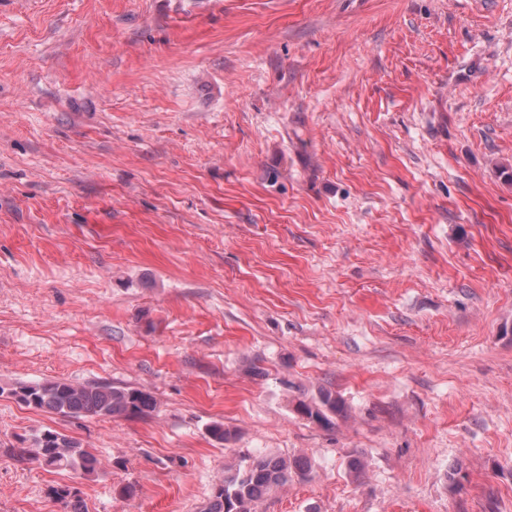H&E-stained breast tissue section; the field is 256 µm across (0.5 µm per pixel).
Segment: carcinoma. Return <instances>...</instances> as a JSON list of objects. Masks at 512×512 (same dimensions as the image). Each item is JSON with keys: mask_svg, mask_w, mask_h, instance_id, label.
Returning <instances> with one entry per match:
<instances>
[{"mask_svg": "<svg viewBox=\"0 0 512 512\" xmlns=\"http://www.w3.org/2000/svg\"><path fill=\"white\" fill-rule=\"evenodd\" d=\"M4 394L27 407L76 419L87 416L142 418L156 409L155 399L140 388L98 381L18 382L7 389L1 387L0 395ZM295 410L308 421L329 428L333 418L343 413L344 400L324 389L315 399L298 400ZM22 452L40 465L78 471L84 476L96 473L99 466L97 456L83 448L79 441L50 429L34 434ZM244 462L243 466L225 471L224 480L213 486L203 512H259L270 495L288 486L294 478L305 479L310 474V464L303 457L290 459L275 453H258L245 456ZM54 495L66 512H85L75 489L60 487L54 490Z\"/></svg>", "mask_w": 512, "mask_h": 512, "instance_id": "1", "label": "carcinoma"}]
</instances>
